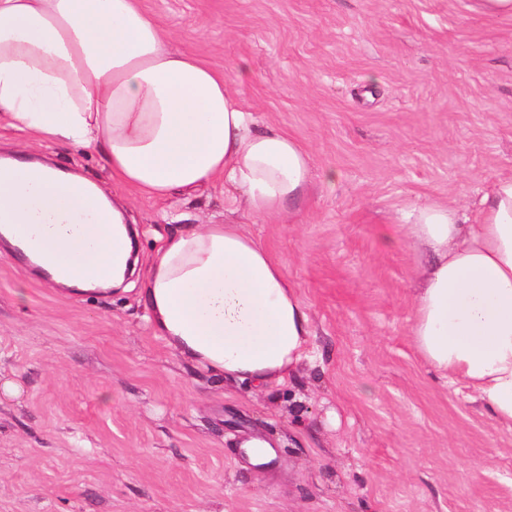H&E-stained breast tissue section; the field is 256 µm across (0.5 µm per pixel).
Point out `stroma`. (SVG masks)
I'll return each instance as SVG.
<instances>
[{
  "mask_svg": "<svg viewBox=\"0 0 512 512\" xmlns=\"http://www.w3.org/2000/svg\"><path fill=\"white\" fill-rule=\"evenodd\" d=\"M472 0H141L174 48L235 79L260 125L321 184L271 224L224 186L150 199L101 152L27 143L0 157L99 182L133 220L136 276L160 237L241 222L299 287L313 334L286 384L195 368L155 336L137 290L38 277L0 244V512H512V429L417 354L419 256L397 226L443 200L475 215L512 176V16ZM338 425H330L329 412ZM276 452L251 464L244 441Z\"/></svg>",
  "mask_w": 512,
  "mask_h": 512,
  "instance_id": "obj_1",
  "label": "stroma"
}]
</instances>
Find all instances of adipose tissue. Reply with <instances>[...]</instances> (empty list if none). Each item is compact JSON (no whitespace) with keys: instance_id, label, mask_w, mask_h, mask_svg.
<instances>
[{"instance_id":"obj_1","label":"adipose tissue","mask_w":512,"mask_h":512,"mask_svg":"<svg viewBox=\"0 0 512 512\" xmlns=\"http://www.w3.org/2000/svg\"><path fill=\"white\" fill-rule=\"evenodd\" d=\"M42 144L102 150L113 182L151 199L223 182L230 204L280 223L311 180L309 152L260 126L235 81L170 45L139 0H0V120ZM402 235L430 255L410 336L431 367L512 425V176L476 217L414 207ZM0 237L55 283L121 285L123 216L87 178L0 161ZM140 293L152 330L197 368L258 386L307 355L297 284L240 224L182 230L155 250Z\"/></svg>"}]
</instances>
